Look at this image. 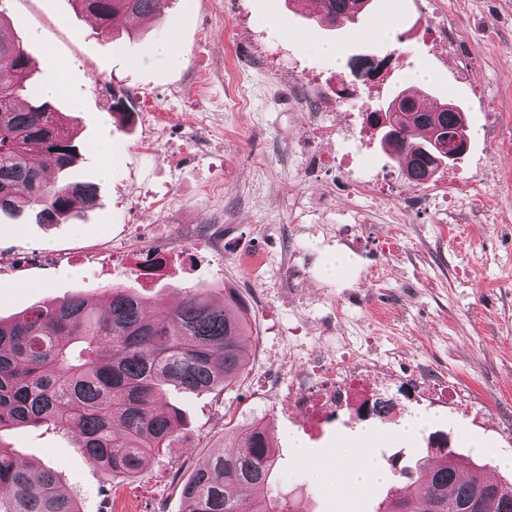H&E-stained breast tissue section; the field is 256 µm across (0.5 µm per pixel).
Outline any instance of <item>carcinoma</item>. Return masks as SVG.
<instances>
[{"mask_svg": "<svg viewBox=\"0 0 512 512\" xmlns=\"http://www.w3.org/2000/svg\"><path fill=\"white\" fill-rule=\"evenodd\" d=\"M95 17L101 32L124 18L158 16L165 0H71ZM370 0H324L319 21L353 24ZM30 58L0 33V213H33L39 224L65 222L77 208L93 206L98 186L90 181H49L45 171L68 174L78 146L72 127L48 101L21 103L30 84ZM388 126L378 130L388 155L410 157L403 167L416 184L430 180L452 160L433 145L448 135L467 141L463 112L440 103L421 112L403 90L383 109ZM246 309L231 288L224 303L187 288L174 305L114 288L106 308L75 295L37 303L9 321L0 319V433L50 426L76 437L94 466L132 478L169 447L183 424L175 406L159 407L164 389L185 393L222 390L238 380L250 349ZM276 465L274 433L260 428L224 432V451L203 457L181 484L182 512H308L285 494L254 498ZM478 464L454 448L439 457L415 459L375 512H460L477 494L480 512H512V481L492 483ZM0 512H82L63 493L48 466L17 464L0 441Z\"/></svg>", "mask_w": 512, "mask_h": 512, "instance_id": "1", "label": "carcinoma"}]
</instances>
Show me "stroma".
<instances>
[{"label":"stroma","mask_w":512,"mask_h":512,"mask_svg":"<svg viewBox=\"0 0 512 512\" xmlns=\"http://www.w3.org/2000/svg\"><path fill=\"white\" fill-rule=\"evenodd\" d=\"M446 2L469 34L468 84L452 58L431 52L421 0H373V15L391 26L381 41L364 37L362 22L318 26L302 0H166L161 16L105 35L71 0H0L5 35L32 60L28 98L65 82L52 103L77 131L74 171L99 187L96 207L65 224L0 215V317L75 294L103 305L117 287L170 305L189 287L218 304L233 288L252 329L238 381L221 392L167 391L166 403L184 412L181 432L133 479L92 466L73 436L49 427L0 437L20 460L51 467L82 512H114L121 491L132 512H181L180 484L198 459L220 452L225 423L257 414L277 438L276 467L257 496L287 493L307 512H373L395 480L386 450L410 465L432 431L487 461L486 476L512 480L501 464L512 457V145L485 132L487 112L512 110V0ZM305 35L335 44L340 59L307 53ZM168 42L183 55L179 67L163 50ZM419 68L431 74L419 91L453 99L469 126L466 154L424 186L428 194L449 179L468 186L448 201L452 223H439L435 202L390 223L387 206L348 195L347 168L313 172L289 161L308 123L297 97L333 109L341 123L355 105L336 111L331 75L379 105ZM292 70L309 80L291 82ZM121 93L134 107L128 123L112 114ZM352 207L364 209L365 222L346 236L336 214ZM162 249V271L142 275L138 261ZM250 254L266 258L264 273L248 266ZM340 257L347 267L328 275ZM301 324L306 341L324 349L321 376L338 338L350 336L399 354L397 373L422 363L444 371L448 390L465 398L416 404L398 393L383 419L310 427L286 406L284 386L299 368L277 356ZM414 414L432 415L428 431L400 436ZM293 434L307 446L300 462L288 446ZM362 447L384 477L353 485L338 477L336 460H359Z\"/></svg>","instance_id":"35a3bbf8"}]
</instances>
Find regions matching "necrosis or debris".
I'll use <instances>...</instances> for the list:
<instances>
[{
    "instance_id": "obj_1",
    "label": "necrosis or debris",
    "mask_w": 512,
    "mask_h": 512,
    "mask_svg": "<svg viewBox=\"0 0 512 512\" xmlns=\"http://www.w3.org/2000/svg\"><path fill=\"white\" fill-rule=\"evenodd\" d=\"M429 23L431 47L441 57L460 60L458 77L469 80L472 65L463 55L467 32L457 28L448 16L443 0H431ZM352 197L380 201L392 197L394 223L407 219L410 203L416 197L414 184L400 181L386 187L380 174L360 173L348 184ZM323 351L321 347L300 342L281 350L284 362L300 365L301 372L289 380L287 389L293 406L310 425H317L340 416H356L361 420L381 419L390 410L387 393L389 356H383L367 345H358L347 336L341 337L333 361L331 380L318 379L315 369Z\"/></svg>"
}]
</instances>
